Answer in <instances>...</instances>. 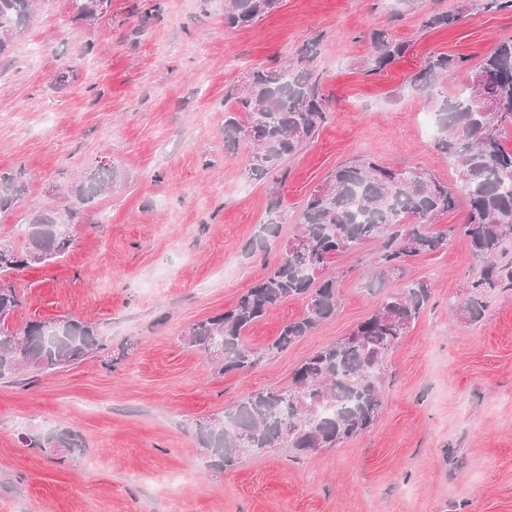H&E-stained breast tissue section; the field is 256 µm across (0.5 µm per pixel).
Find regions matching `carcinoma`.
I'll list each match as a JSON object with an SVG mask.
<instances>
[{
	"mask_svg": "<svg viewBox=\"0 0 512 512\" xmlns=\"http://www.w3.org/2000/svg\"><path fill=\"white\" fill-rule=\"evenodd\" d=\"M73 21L95 25L106 13L104 0H69ZM282 0H226L224 27L256 25L280 8ZM34 0H0V62L15 51L33 18ZM512 0H469L455 11L424 15L421 28H453L471 10L498 12ZM370 71H380L403 58L410 44L387 29L369 34ZM319 41L302 47L296 58L278 67H255L246 85L224 101V142L249 149L248 173L256 181L272 178L282 184L286 162L314 139L326 122L327 98L317 69ZM467 66V58L430 56L411 81L416 92L439 96L435 114L437 150L452 157L459 191L468 210L459 231L480 263L458 307L466 323L481 321L483 295L512 288V263L498 261L504 241L512 238V149L503 139L512 125V38L499 41L453 97L442 94L448 77ZM121 177L112 161L99 162L69 189L71 204L31 214L18 242L0 249V381L13 383L24 374L48 373L78 363L101 350L95 324L76 318L30 321L20 329L10 321L23 305L24 294L14 276L33 265L49 264L73 241V227L83 212ZM28 188L23 167L0 170V213L15 209ZM457 191V192H459ZM457 192L417 168L394 169L371 159L333 170L306 199L296 232L267 274L224 312L188 327L184 340L201 355L213 336L224 337V373L250 370L288 350L332 318L339 306L336 276L328 273L333 259L365 244H374L370 266L376 278L403 274L408 259L443 248L447 233L431 229L433 221L457 207ZM286 221L282 199L273 191L267 222L245 248V255L268 250ZM426 280H410L385 297L376 311L349 336L306 358L294 371L291 386L303 392L299 402L288 390L267 389L248 394L235 406L198 425L199 444L210 465L235 468L243 452L284 448L294 458L311 448H335L376 424L381 414L386 354L419 319L431 298ZM303 298L305 313L282 324L277 336L262 347L246 341L247 331L280 303ZM25 447L48 457L83 446L71 428L21 436Z\"/></svg>",
	"mask_w": 512,
	"mask_h": 512,
	"instance_id": "cac0c4a2",
	"label": "carcinoma"
}]
</instances>
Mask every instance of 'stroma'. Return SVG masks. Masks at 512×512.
Listing matches in <instances>:
<instances>
[{"label": "stroma", "mask_w": 512, "mask_h": 512, "mask_svg": "<svg viewBox=\"0 0 512 512\" xmlns=\"http://www.w3.org/2000/svg\"><path fill=\"white\" fill-rule=\"evenodd\" d=\"M112 0L97 28L71 21L65 0H37L18 50L0 67V169L32 180L0 213V244L27 216L64 207L74 175L107 158L125 179L88 210L69 250L18 278L25 303L12 324L71 316L97 325L103 350L68 368L0 383V512H512V290L486 293L484 320L456 307L478 262L455 228L464 206L437 219L438 252L403 277L367 272L372 245L337 256L336 314L248 372L219 373L183 336L231 307L266 275L297 229L312 190L336 166L370 158L417 167L456 186L451 158L422 126L434 110L410 78L430 55L478 64L512 37V11L471 12L448 31L422 17L465 0H415L390 24V0H283L253 27L224 26L225 0ZM389 27L407 55L367 73L368 33ZM319 41L329 101L318 135L288 162V220L270 250H243L267 219L269 185L249 176L246 151L224 150V98L257 66ZM92 52H85V44ZM66 86L55 77L64 65ZM432 299L385 359L382 410L357 438L299 459L287 450L211 467L197 443L205 418L248 393L287 386L313 352L346 336L405 281ZM305 310L280 304L247 334L272 340ZM70 427L84 448L64 464L25 448L29 430ZM457 449L450 459L449 449Z\"/></svg>", "instance_id": "stroma-1"}]
</instances>
